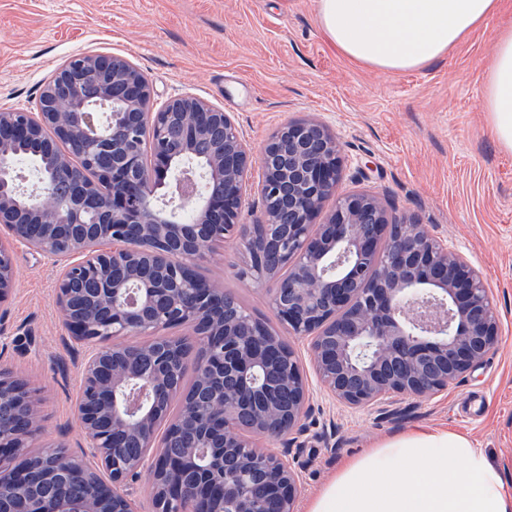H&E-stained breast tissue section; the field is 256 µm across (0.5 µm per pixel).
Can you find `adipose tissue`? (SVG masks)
Wrapping results in <instances>:
<instances>
[{"instance_id":"1","label":"adipose tissue","mask_w":512,"mask_h":512,"mask_svg":"<svg viewBox=\"0 0 512 512\" xmlns=\"http://www.w3.org/2000/svg\"><path fill=\"white\" fill-rule=\"evenodd\" d=\"M318 24L347 58L399 73L447 54L496 17L500 0H315ZM484 110L512 151V24L498 28ZM307 512H512V488L482 449L425 426L380 441L342 465Z\"/></svg>"}]
</instances>
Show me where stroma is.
I'll list each match as a JSON object with an SVG mask.
<instances>
[{
	"instance_id": "obj_1",
	"label": "stroma",
	"mask_w": 512,
	"mask_h": 512,
	"mask_svg": "<svg viewBox=\"0 0 512 512\" xmlns=\"http://www.w3.org/2000/svg\"><path fill=\"white\" fill-rule=\"evenodd\" d=\"M510 21L512 0H503L500 14L448 55L382 73L330 46L315 0H0V111L36 110L62 63L97 53L127 58L155 99L192 94L231 113L256 151L284 123L316 119L339 138L344 190L377 194L414 215L482 271L500 322L483 365L433 396L354 409L320 384L309 339L275 318L272 284L240 277L237 243H221L197 263L303 364L310 409L300 431L290 443H263L287 455L297 476L294 512H305L344 460L421 425L468 437L512 486V152L498 145L482 110L492 41ZM9 246L16 281L0 309V365L34 392L42 417L34 449L61 446L96 465L75 410L87 346L56 308L62 262L18 240Z\"/></svg>"
}]
</instances>
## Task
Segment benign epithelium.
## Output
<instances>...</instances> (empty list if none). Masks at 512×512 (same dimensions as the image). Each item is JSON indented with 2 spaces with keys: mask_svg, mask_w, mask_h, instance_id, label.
<instances>
[{
  "mask_svg": "<svg viewBox=\"0 0 512 512\" xmlns=\"http://www.w3.org/2000/svg\"><path fill=\"white\" fill-rule=\"evenodd\" d=\"M39 157L44 197L22 193L15 141ZM87 158L98 177L65 179ZM252 149L233 117L191 96L158 103L141 72L122 57L79 54L43 91L38 111H0V227L67 264L56 282L59 314L72 336L95 345L83 369L77 413L98 467L69 478L74 490L37 500L28 489L39 466L27 453L40 416L30 387L0 367V512H138L122 490L148 470L156 512H293L297 481L288 460L262 452L260 438L301 427L309 390L293 349L245 309L218 318L219 288L189 287L188 275L214 244L232 239L267 267L242 277L275 281L272 309L295 336L310 339L316 373L337 401L354 408L393 396L425 397L476 371L494 347L499 319L481 271L448 240L377 196L341 191L336 134L314 119L291 120L262 147L265 219L240 221ZM167 187L169 192L157 195ZM327 221L314 223L326 201ZM30 224L42 232L32 236ZM112 240V250L98 245ZM11 250L0 241V307L14 289ZM173 327L187 336L161 337ZM120 335L149 336L109 363ZM196 358L192 391L174 383ZM181 396L170 415V395ZM166 425L158 434L160 425ZM135 440L141 451H129Z\"/></svg>",
  "mask_w": 512,
  "mask_h": 512,
  "instance_id": "7a95c632",
  "label": "benign epithelium"
}]
</instances>
